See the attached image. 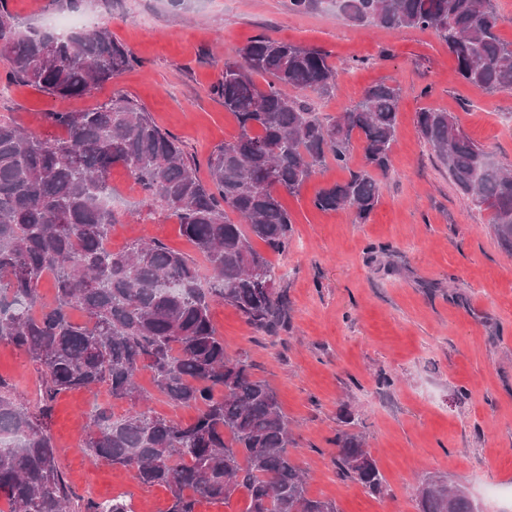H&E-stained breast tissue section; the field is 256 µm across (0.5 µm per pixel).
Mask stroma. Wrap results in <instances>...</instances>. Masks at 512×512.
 I'll return each instance as SVG.
<instances>
[{
	"instance_id": "1",
	"label": "stroma",
	"mask_w": 512,
	"mask_h": 512,
	"mask_svg": "<svg viewBox=\"0 0 512 512\" xmlns=\"http://www.w3.org/2000/svg\"><path fill=\"white\" fill-rule=\"evenodd\" d=\"M77 14L105 22L138 66L63 100L7 79L0 59V119L52 138L59 131L45 113L87 110L121 95L178 138L204 181L211 152L238 132L213 87L225 60L257 35L330 54L336 88L308 98L322 116H337L376 82L400 85L391 170L368 221L313 205L320 188L363 166L357 146L348 169L327 163L298 195L282 197L292 239L287 253L269 259L288 301L285 325L273 334L254 330L221 303L213 321L228 354L247 356L254 376L276 391L310 496L338 512H419L416 481L434 477L464 488L478 512H512V255L488 211L457 189L415 124L421 108L447 111L512 168V93L466 83L433 31L355 27L331 0L307 13L292 11L289 0H94ZM110 182L113 250L147 237L192 253L175 219L141 205L126 169L112 168ZM0 376L35 402L33 368L8 345H0ZM97 404L118 415L128 409L104 390L56 400L50 430L67 483L99 500L125 495L136 512H166V489L142 487L130 472L81 453ZM345 430L362 436L384 494L338 475L334 440Z\"/></svg>"
}]
</instances>
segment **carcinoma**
<instances>
[{
  "label": "carcinoma",
  "mask_w": 512,
  "mask_h": 512,
  "mask_svg": "<svg viewBox=\"0 0 512 512\" xmlns=\"http://www.w3.org/2000/svg\"><path fill=\"white\" fill-rule=\"evenodd\" d=\"M336 12L363 28L429 29L448 46L463 80L489 93L512 92V42L497 32L495 0H336ZM0 57L9 77L63 99L87 95L139 64L103 22L62 37L24 28L1 11ZM336 80L321 49L262 34L250 39L224 61L214 87L239 132L208 157L207 183L178 139L123 96L46 113L63 131L56 138L0 120V345L26 354L38 380L33 412L0 377V432L18 437L0 446L8 512H129L120 498L72 491L49 429L58 395L102 387L131 410L96 407L82 451L168 490L166 512H197L202 500L227 504L240 490L245 512H337L335 503L309 496L275 391L254 378L246 357L227 354L211 318L221 301L257 331L272 334L285 324L284 296L268 287L274 266L254 241L288 252L293 228L281 194H298L329 160L347 167L356 138L366 167L320 189L313 205L348 208L359 223L378 205L375 174L391 169L401 90L371 85L333 118L287 93L323 96ZM416 126L459 191L490 211L512 253V170L446 111L423 108ZM116 165L130 173L142 203L176 219L207 271L158 240L107 249L116 221L108 173ZM47 278L50 303L39 292ZM75 310L83 321L73 319ZM142 369L169 404L195 410V418L182 423L146 407L149 395L137 383ZM336 467L373 495L385 490L356 434H336ZM417 498L420 512H475L467 494L445 481L423 479Z\"/></svg>",
  "instance_id": "carcinoma-1"
}]
</instances>
